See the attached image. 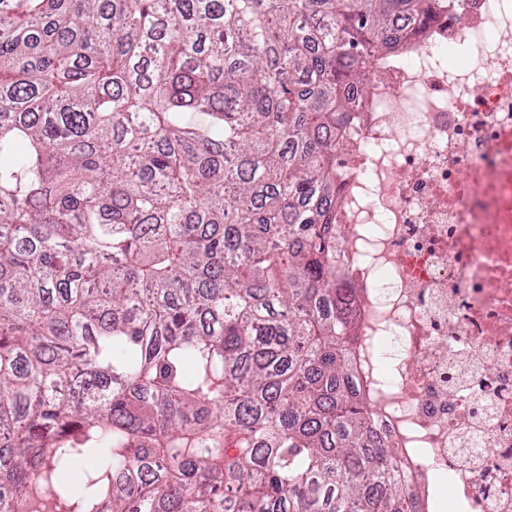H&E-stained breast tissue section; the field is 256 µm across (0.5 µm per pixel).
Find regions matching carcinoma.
<instances>
[{
    "mask_svg": "<svg viewBox=\"0 0 512 512\" xmlns=\"http://www.w3.org/2000/svg\"><path fill=\"white\" fill-rule=\"evenodd\" d=\"M446 2L0 0V512H421L330 160Z\"/></svg>",
    "mask_w": 512,
    "mask_h": 512,
    "instance_id": "carcinoma-1",
    "label": "carcinoma"
}]
</instances>
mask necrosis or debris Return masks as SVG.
I'll list each match as a JSON object with an SVG mask.
<instances>
[{
    "label": "necrosis or debris",
    "instance_id": "4bbe7bcc",
    "mask_svg": "<svg viewBox=\"0 0 512 512\" xmlns=\"http://www.w3.org/2000/svg\"><path fill=\"white\" fill-rule=\"evenodd\" d=\"M363 83L331 163L357 374L389 364L422 512H512V0H448Z\"/></svg>",
    "mask_w": 512,
    "mask_h": 512
}]
</instances>
